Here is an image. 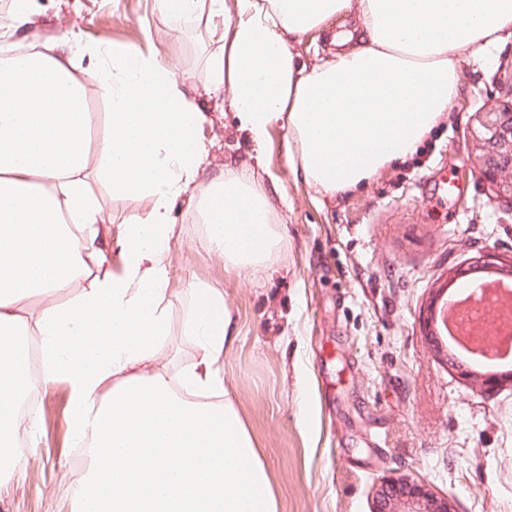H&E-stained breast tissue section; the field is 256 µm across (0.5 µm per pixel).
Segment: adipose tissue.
I'll return each mask as SVG.
<instances>
[{
    "mask_svg": "<svg viewBox=\"0 0 512 512\" xmlns=\"http://www.w3.org/2000/svg\"><path fill=\"white\" fill-rule=\"evenodd\" d=\"M356 17L334 52L305 65L296 42L328 18ZM34 0H12L0 40V462L26 468L19 396L66 383L73 443L92 450L80 512H279L267 468L229 399L220 357L237 337L222 290L187 279L191 363L169 371L172 215L187 200L208 249L247 276L288 247L268 186L210 160L205 112L152 54L51 37L36 50ZM210 90L226 93L252 144L287 133L288 171L330 199L413 157L462 89L459 70L512 40V0H210ZM99 61L77 71L78 56ZM111 111L91 138L89 93ZM152 206L118 238L91 182ZM116 254L119 271L90 276ZM68 302H61V295ZM38 301L37 314L23 311ZM36 337L32 378L25 337Z\"/></svg>",
    "mask_w": 512,
    "mask_h": 512,
    "instance_id": "adipose-tissue-1",
    "label": "adipose tissue"
}]
</instances>
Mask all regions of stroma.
I'll return each instance as SVG.
<instances>
[{"label": "stroma", "mask_w": 512, "mask_h": 512, "mask_svg": "<svg viewBox=\"0 0 512 512\" xmlns=\"http://www.w3.org/2000/svg\"><path fill=\"white\" fill-rule=\"evenodd\" d=\"M47 29L82 41L135 45L171 64L211 112L217 161L288 199L275 221L288 248L243 278L201 247L195 208L178 201L165 362L190 361L181 332L187 278L223 290L238 337L224 359L230 396L255 439L280 512H373L388 478L423 481L453 512H512V382L460 376L421 327L432 292L471 259L512 258V205L479 175L468 123L502 100L494 82L512 42L487 64H463L448 119L407 163L336 200L294 180L286 132L261 148L236 126L226 97L205 94L214 48L199 19L174 21L157 0H36ZM112 230L145 214L144 197L94 187ZM65 384L42 390L48 419L28 440L26 469L0 472V512H78Z\"/></svg>", "instance_id": "35a3bbf8"}]
</instances>
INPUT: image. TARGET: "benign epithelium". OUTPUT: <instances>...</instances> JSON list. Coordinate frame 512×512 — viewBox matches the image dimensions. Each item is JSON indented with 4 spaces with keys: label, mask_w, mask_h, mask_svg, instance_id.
<instances>
[{
    "label": "benign epithelium",
    "mask_w": 512,
    "mask_h": 512,
    "mask_svg": "<svg viewBox=\"0 0 512 512\" xmlns=\"http://www.w3.org/2000/svg\"><path fill=\"white\" fill-rule=\"evenodd\" d=\"M470 136L481 178L496 197L512 203V102H504L471 115ZM477 269L512 272V261L505 263L492 254L474 260ZM436 293L424 320L426 333L437 334L438 325H447V306ZM377 512H451L448 502L435 498L426 485L410 477L392 478L381 485Z\"/></svg>",
    "instance_id": "7a95c632"
}]
</instances>
